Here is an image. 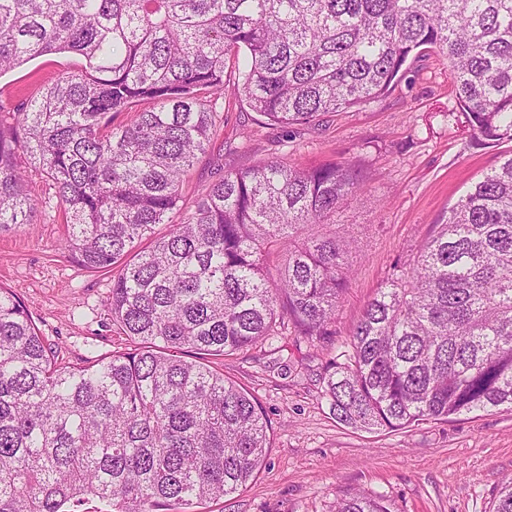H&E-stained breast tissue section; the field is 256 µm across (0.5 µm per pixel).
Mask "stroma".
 Masks as SVG:
<instances>
[{"instance_id": "35a3bbf8", "label": "stroma", "mask_w": 512, "mask_h": 512, "mask_svg": "<svg viewBox=\"0 0 512 512\" xmlns=\"http://www.w3.org/2000/svg\"><path fill=\"white\" fill-rule=\"evenodd\" d=\"M80 63L72 53L49 54L1 75L0 111L39 96ZM216 110L222 122L185 177L174 221L225 174L276 158L299 167L350 162L368 191L338 218L361 251L335 336L313 346L278 336L247 352L210 357L213 369L260 403L272 446L247 487L194 512H333L337 497L353 491L383 495L396 512H494L501 487L512 480V412L369 431L336 418L323 395L328 350L345 342L394 265L499 162L500 148L472 145L447 60L435 53L409 60L388 96L305 126L263 124L231 85ZM27 185L37 210L30 224L0 233V287L28 305L59 362L81 364L131 348L112 320L111 271H89L65 256V215L53 187L34 166Z\"/></svg>"}]
</instances>
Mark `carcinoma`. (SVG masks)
<instances>
[{
    "mask_svg": "<svg viewBox=\"0 0 512 512\" xmlns=\"http://www.w3.org/2000/svg\"><path fill=\"white\" fill-rule=\"evenodd\" d=\"M428 50L448 59L475 141L512 143V0H0V74L50 53L84 59L0 122V232L36 211L23 154L64 207L67 256L116 270L112 319L137 343L60 365L0 288V512H74L86 497L188 512L247 484L268 420L205 359L336 334L358 248L336 213L366 185L347 162L271 160L169 223L215 130L226 59L243 55L238 90L288 128L385 96ZM145 99L153 109L115 123ZM323 381L361 429L512 411V153L393 268ZM335 512L391 509L354 492Z\"/></svg>",
    "mask_w": 512,
    "mask_h": 512,
    "instance_id": "obj_1",
    "label": "carcinoma"
}]
</instances>
